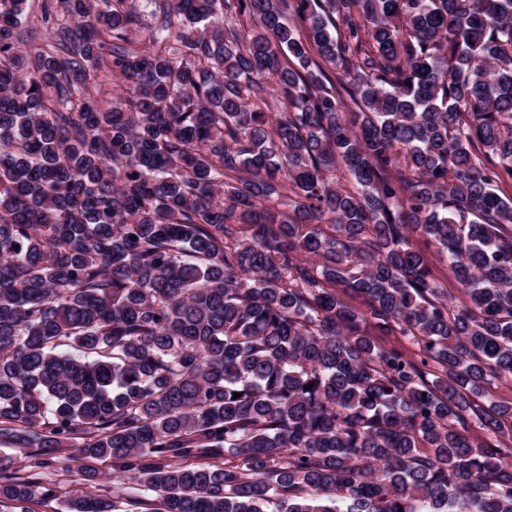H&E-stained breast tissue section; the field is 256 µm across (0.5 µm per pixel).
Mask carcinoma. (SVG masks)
Listing matches in <instances>:
<instances>
[{
    "label": "carcinoma",
    "instance_id": "cac0c4a2",
    "mask_svg": "<svg viewBox=\"0 0 512 512\" xmlns=\"http://www.w3.org/2000/svg\"><path fill=\"white\" fill-rule=\"evenodd\" d=\"M150 2L0 0V507L512 512V0ZM76 448H60L52 456L51 464L44 469L43 483L53 487L56 490L57 497L63 499L70 494H75L77 490L84 489L87 482L82 480L80 467L88 465L93 467L99 473L101 479V490H95L99 494H105L112 500L113 492L123 490L124 492H134L135 490L126 487L132 486L130 481L117 478L112 475L111 460H75Z\"/></svg>",
    "mask_w": 512,
    "mask_h": 512
}]
</instances>
